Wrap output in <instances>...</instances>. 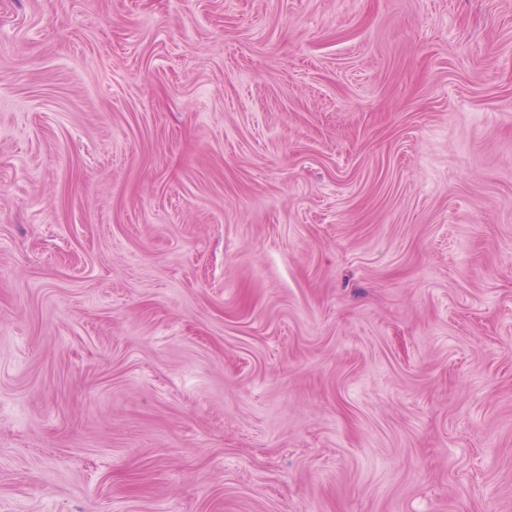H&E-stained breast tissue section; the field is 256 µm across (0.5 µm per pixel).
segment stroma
<instances>
[{"label": "stroma", "instance_id": "stroma-1", "mask_svg": "<svg viewBox=\"0 0 512 512\" xmlns=\"http://www.w3.org/2000/svg\"><path fill=\"white\" fill-rule=\"evenodd\" d=\"M0 512H512V0H0Z\"/></svg>", "mask_w": 512, "mask_h": 512}]
</instances>
